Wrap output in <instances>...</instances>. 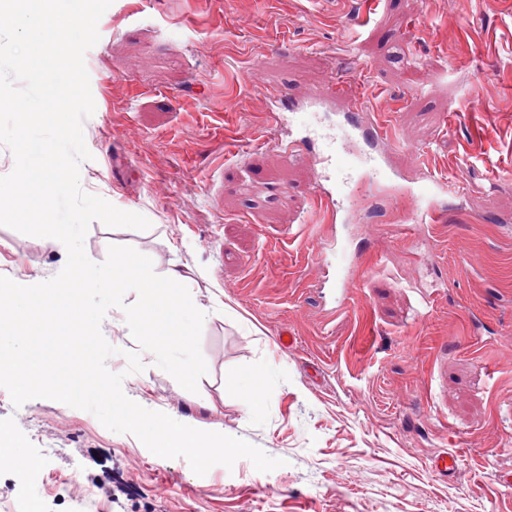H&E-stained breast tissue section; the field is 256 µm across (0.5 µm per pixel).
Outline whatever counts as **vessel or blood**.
Wrapping results in <instances>:
<instances>
[{"label": "vessel or blood", "mask_w": 512, "mask_h": 512, "mask_svg": "<svg viewBox=\"0 0 512 512\" xmlns=\"http://www.w3.org/2000/svg\"><path fill=\"white\" fill-rule=\"evenodd\" d=\"M334 106L351 115L370 110L363 92L350 91L343 79H335L316 92L309 101L291 105V122L301 130V137L289 141L285 152L299 160L313 140L322 144L321 162L325 173L311 189V209L315 222L330 226L331 234L322 244L318 258L322 263L324 280L322 299L331 306L332 316L348 313L355 300V281L358 268L365 259L350 250L345 229L338 220L342 213L354 209L368 189L376 188L394 176L389 162L367 151H351L350 142L357 129L355 123H339L327 131H315L313 120L320 107ZM373 111V110H370ZM374 118L365 131L368 143L390 140L394 132L391 113L373 111ZM448 192V178L430 174L418 191L419 202L408 217L415 233H422L439 222L445 214L438 204Z\"/></svg>", "instance_id": "b4317fda"}]
</instances>
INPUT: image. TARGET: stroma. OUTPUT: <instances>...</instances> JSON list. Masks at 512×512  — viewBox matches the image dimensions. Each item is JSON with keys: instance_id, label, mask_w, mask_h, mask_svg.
Listing matches in <instances>:
<instances>
[{"instance_id": "35a3bbf8", "label": "stroma", "mask_w": 512, "mask_h": 512, "mask_svg": "<svg viewBox=\"0 0 512 512\" xmlns=\"http://www.w3.org/2000/svg\"><path fill=\"white\" fill-rule=\"evenodd\" d=\"M224 19L215 26L205 0H113L100 18L80 183L151 226L93 222L84 249L100 263L129 246L158 274L179 269L209 308L194 393L147 351L126 374L138 345L123 310L108 311L102 333L119 353L107 367L125 373V394L285 464L260 473L242 458L198 476L90 412L49 399L17 409L0 388V455L37 461L0 468V512L21 497L30 512H79L88 498L105 512H512L498 477L512 469V355L495 349L512 335V0H224ZM261 65L299 102L365 75L369 101L395 115L385 154L403 184L452 181L445 220L420 238L409 203L363 202L352 249L378 260L349 315H326L323 271L299 252L318 149L289 160L273 125L265 146L248 140L270 105L245 79ZM214 112L244 132L236 149L212 134ZM131 123L139 138L124 136ZM65 257L0 226V276L49 279ZM458 448L454 476L435 474L431 456Z\"/></svg>"}]
</instances>
